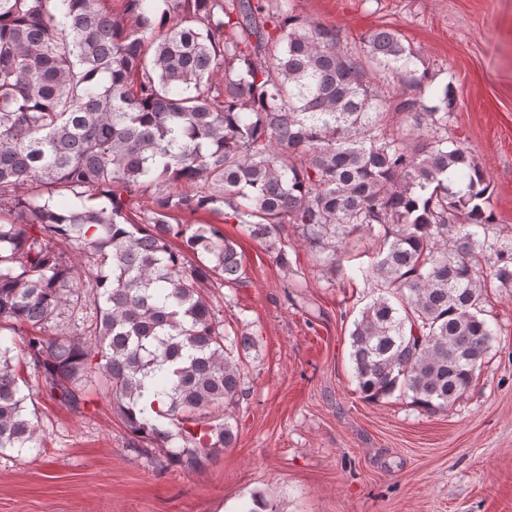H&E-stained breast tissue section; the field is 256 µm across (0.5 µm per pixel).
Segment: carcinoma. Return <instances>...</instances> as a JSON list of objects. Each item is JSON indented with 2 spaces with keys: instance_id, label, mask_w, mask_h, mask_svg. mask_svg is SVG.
Returning a JSON list of instances; mask_svg holds the SVG:
<instances>
[{
  "instance_id": "cac0c4a2",
  "label": "carcinoma",
  "mask_w": 512,
  "mask_h": 512,
  "mask_svg": "<svg viewBox=\"0 0 512 512\" xmlns=\"http://www.w3.org/2000/svg\"><path fill=\"white\" fill-rule=\"evenodd\" d=\"M125 2L0 0V451L41 442L16 348L68 408L97 382L137 445L185 472L233 444V417L211 413L243 394L235 354L257 339L224 330L207 288L242 282V261L219 225L171 223L224 205L282 263L286 224L332 265L366 232L378 293L350 334L357 390L449 410L496 340L488 281L512 286L490 183L448 136L452 84L433 106L402 97L415 131L394 133L377 71L428 76L395 30L348 49L290 0Z\"/></svg>"
}]
</instances>
